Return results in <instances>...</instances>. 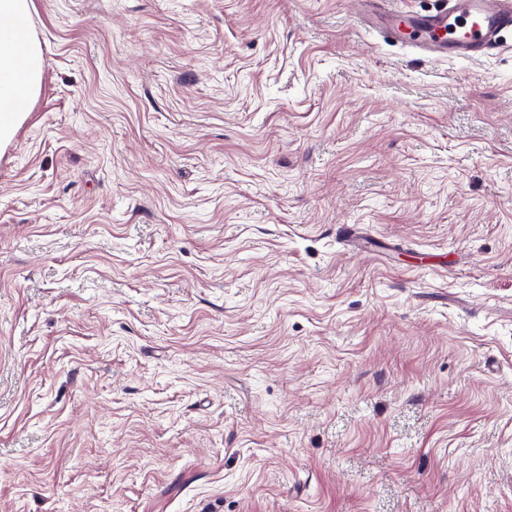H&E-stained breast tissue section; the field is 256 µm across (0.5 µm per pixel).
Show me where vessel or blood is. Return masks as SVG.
Here are the masks:
<instances>
[{
	"instance_id": "obj_1",
	"label": "vessel or blood",
	"mask_w": 512,
	"mask_h": 512,
	"mask_svg": "<svg viewBox=\"0 0 512 512\" xmlns=\"http://www.w3.org/2000/svg\"><path fill=\"white\" fill-rule=\"evenodd\" d=\"M363 24L401 41L422 56L469 59L507 48L512 0H443L426 14L399 10L394 0H356Z\"/></svg>"
}]
</instances>
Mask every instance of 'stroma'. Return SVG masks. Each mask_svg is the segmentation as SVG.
<instances>
[{"mask_svg": "<svg viewBox=\"0 0 512 512\" xmlns=\"http://www.w3.org/2000/svg\"><path fill=\"white\" fill-rule=\"evenodd\" d=\"M32 22L0 512H512V49L430 60L352 0Z\"/></svg>", "mask_w": 512, "mask_h": 512, "instance_id": "35a3bbf8", "label": "stroma"}]
</instances>
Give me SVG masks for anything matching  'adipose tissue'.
I'll list each match as a JSON object with an SVG mask.
<instances>
[{"instance_id": "1", "label": "adipose tissue", "mask_w": 512, "mask_h": 512, "mask_svg": "<svg viewBox=\"0 0 512 512\" xmlns=\"http://www.w3.org/2000/svg\"><path fill=\"white\" fill-rule=\"evenodd\" d=\"M33 0H0V144L8 141L40 92L43 58L30 35Z\"/></svg>"}]
</instances>
